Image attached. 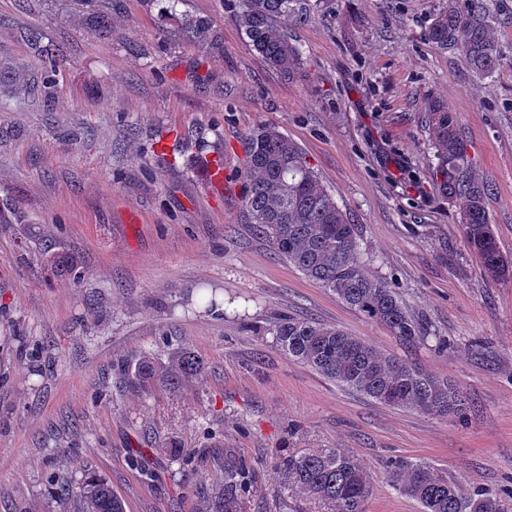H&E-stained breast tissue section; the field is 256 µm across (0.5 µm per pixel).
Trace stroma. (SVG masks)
<instances>
[{"label":"stroma","instance_id":"35a3bbf8","mask_svg":"<svg viewBox=\"0 0 512 512\" xmlns=\"http://www.w3.org/2000/svg\"><path fill=\"white\" fill-rule=\"evenodd\" d=\"M436 2L327 0L293 30L305 65L286 79L223 0L177 7L212 22L221 41L208 52L165 40L160 0H112L108 38L78 0H0V67L33 64L26 29L63 49L51 102L0 90V512H68L54 482L89 472L127 512H205L228 450L254 468L241 512H330L280 465L326 448L367 469V512H420L390 485L392 459L512 489V278L485 275L438 192L424 109L432 97L455 115L512 256V0H498L506 58L490 78L426 39ZM264 125L300 145L358 225L365 271L395 288L426 340L400 344L248 224L240 174ZM59 256L73 271H56ZM288 317L455 381L466 413L398 409L322 377L275 347L270 330ZM175 351L204 373L117 393L122 360ZM175 447L212 459L184 468Z\"/></svg>","mask_w":512,"mask_h":512}]
</instances>
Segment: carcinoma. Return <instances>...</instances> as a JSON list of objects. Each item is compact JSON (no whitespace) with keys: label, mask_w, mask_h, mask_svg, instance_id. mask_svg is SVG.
<instances>
[{"label":"carcinoma","mask_w":512,"mask_h":512,"mask_svg":"<svg viewBox=\"0 0 512 512\" xmlns=\"http://www.w3.org/2000/svg\"><path fill=\"white\" fill-rule=\"evenodd\" d=\"M93 9L102 31H111L112 0H78ZM180 0H167L164 11L176 19L166 31L174 41L201 46L218 44V36L203 17L176 16ZM242 35L274 70L292 77L303 67L301 49L290 27L301 26L321 11L322 0H225ZM493 0H439L430 14L426 36L442 49L464 56L482 78L493 76L503 56ZM40 62V77L22 71L6 77L19 94L47 96L56 72L52 43L40 31L24 35ZM432 134L438 186L448 201L458 204L471 250L492 279L512 277V258L503 254L487 212L489 185L471 168L466 146L448 107L426 102ZM244 204L249 223L307 278L331 291L347 306L386 327L405 345L425 340L421 324L411 316L389 283L369 276L359 251V228L338 206L302 148L274 126L256 131L249 141V167L243 175ZM276 347L325 378L381 404L424 411L440 418L463 415L465 399L457 387L393 354L378 351L365 339L313 319H287L272 329ZM125 387L141 394L174 389L204 371L188 352L163 360L150 354L122 364ZM287 475L305 493L329 501L334 512H366L372 484L362 466L347 452L333 448L283 458ZM392 486L416 500L422 512H504L499 494L471 490L458 481L436 475L424 462L389 469ZM251 485L250 473L232 454L224 456V480L208 498L211 512H238L239 495ZM75 512H125V501L108 482L85 477L75 494Z\"/></svg>","instance_id":"obj_1"}]
</instances>
